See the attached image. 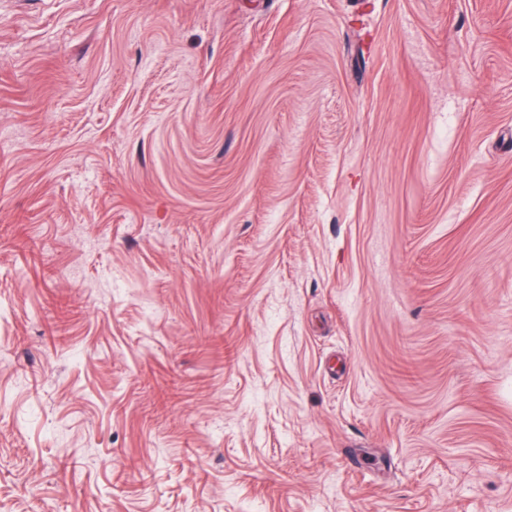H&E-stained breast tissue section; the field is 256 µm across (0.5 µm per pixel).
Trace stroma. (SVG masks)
<instances>
[{"mask_svg":"<svg viewBox=\"0 0 512 512\" xmlns=\"http://www.w3.org/2000/svg\"><path fill=\"white\" fill-rule=\"evenodd\" d=\"M0 512H512V0H0Z\"/></svg>","mask_w":512,"mask_h":512,"instance_id":"stroma-1","label":"stroma"}]
</instances>
